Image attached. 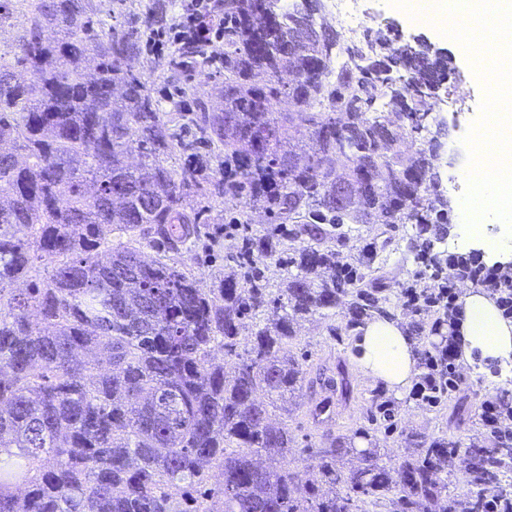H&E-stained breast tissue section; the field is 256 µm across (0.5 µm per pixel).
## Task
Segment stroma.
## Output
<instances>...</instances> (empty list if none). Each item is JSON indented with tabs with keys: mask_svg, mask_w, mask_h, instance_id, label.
Listing matches in <instances>:
<instances>
[{
	"mask_svg": "<svg viewBox=\"0 0 512 512\" xmlns=\"http://www.w3.org/2000/svg\"><path fill=\"white\" fill-rule=\"evenodd\" d=\"M363 4L365 9L380 11L382 26L391 27L401 43H410L421 36L447 51L449 77L440 86L438 94L449 99L450 105L441 117L443 126L437 139L441 144L438 156L443 163L441 174L449 176L451 170L445 165L448 158L446 146L451 142H462L470 114L480 111L484 97L482 82L470 71L466 60L456 53L452 38L439 35L436 27L408 20L393 8L392 0H363ZM91 5L96 20L104 26L114 25L145 36L167 28L171 19L182 11V0H91ZM134 66L160 109L168 112L170 125L175 129L189 126L197 105L215 106L224 92V75L211 66L180 68L171 64L169 56L147 52L138 54ZM458 82L464 83L467 95L456 99L452 96V88ZM238 209L235 200L217 199L212 211L215 223L210 227L214 239L199 242L184 257L199 288L217 287L224 277V257L233 251L236 240L224 235L222 222L225 214ZM422 268V263L404 257L403 253L390 256L387 269L396 281L395 288L388 291L387 308L391 317L413 322V315L403 305L400 288L404 285L426 286L427 278L420 275ZM350 317L347 307L342 306L335 314L315 315L299 321L288 342V353L302 366L306 379L312 380L319 375L328 379L342 372L350 385L346 395L337 389L308 386L288 403L278 402L271 408V422L285 425L294 439L286 464L300 481L311 479L313 451L325 447L331 437L368 431L366 447L378 448L383 462L393 464L405 455L408 436L462 437V430L456 429L453 423L457 413H464L469 419L472 433H480V404L484 395L512 393V377L498 379L460 365L456 368L459 400L444 397L430 406L417 403L409 395L389 398L378 385L363 378L355 367L353 353L357 332L346 326ZM324 398L329 401L331 414L324 422L313 423L309 412ZM376 400L390 402L394 410L391 427H379L373 422L370 409Z\"/></svg>",
	"mask_w": 512,
	"mask_h": 512,
	"instance_id": "1",
	"label": "stroma"
}]
</instances>
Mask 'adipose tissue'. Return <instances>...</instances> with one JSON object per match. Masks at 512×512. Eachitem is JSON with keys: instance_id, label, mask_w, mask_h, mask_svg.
<instances>
[{"instance_id": "adipose-tissue-1", "label": "adipose tissue", "mask_w": 512, "mask_h": 512, "mask_svg": "<svg viewBox=\"0 0 512 512\" xmlns=\"http://www.w3.org/2000/svg\"><path fill=\"white\" fill-rule=\"evenodd\" d=\"M463 364L482 369L512 363V319L505 318L491 292L472 288L461 299L455 324ZM354 358L359 373L395 396H403L417 374L414 341L405 321L378 318L361 329Z\"/></svg>"}]
</instances>
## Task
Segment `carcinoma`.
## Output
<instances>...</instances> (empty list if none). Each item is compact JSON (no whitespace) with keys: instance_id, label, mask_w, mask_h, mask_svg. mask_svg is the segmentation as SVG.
<instances>
[{"instance_id":"carcinoma-1","label":"carcinoma","mask_w":512,"mask_h":512,"mask_svg":"<svg viewBox=\"0 0 512 512\" xmlns=\"http://www.w3.org/2000/svg\"><path fill=\"white\" fill-rule=\"evenodd\" d=\"M25 2L27 26L0 63V512H433L457 460L468 491L443 512H481L512 473L503 443L424 439L387 465L339 435L301 484L279 466L292 436L269 417L302 388L288 355L299 319L345 298L348 328L387 314V252L425 253L431 277L441 271L428 233L451 203L425 62L444 57L383 34L348 41L323 5L297 40L282 22L295 3L220 0L224 50L179 48L224 64V104L198 106L189 140L132 71L134 33L97 31L89 0ZM336 52L348 62L331 75ZM338 180L355 193L343 205ZM219 197L241 206L229 223L260 212L266 227L243 235L238 269L204 292L178 257ZM356 224L384 226V239L343 251ZM146 243L172 257L148 259ZM256 253L287 271L274 298ZM218 342L238 358L230 377L211 359ZM355 453L361 464L344 470Z\"/></svg>"}]
</instances>
